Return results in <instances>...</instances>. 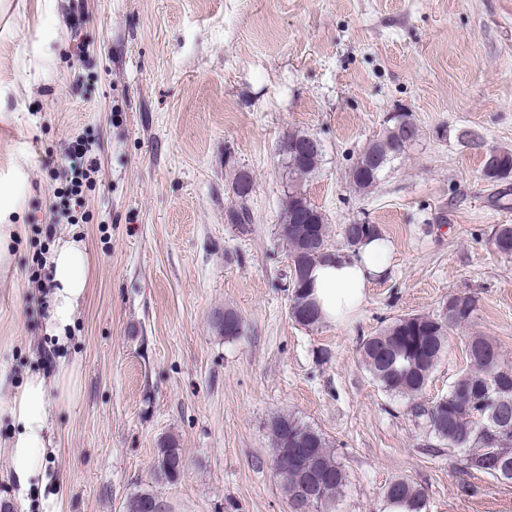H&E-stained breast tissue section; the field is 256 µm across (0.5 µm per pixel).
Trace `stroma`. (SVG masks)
<instances>
[{
	"label": "stroma",
	"instance_id": "35a3bbf8",
	"mask_svg": "<svg viewBox=\"0 0 512 512\" xmlns=\"http://www.w3.org/2000/svg\"><path fill=\"white\" fill-rule=\"evenodd\" d=\"M398 112L419 139L356 190L352 165ZM294 131L322 145L301 189L329 251L347 253L343 227L358 220L390 246L387 275L339 325L289 314L278 145ZM79 137L99 165L76 189L65 150ZM491 150L512 151V0H0V183H15L26 227L0 262L10 382L54 375L36 256L76 234L93 259L49 484L0 483V512H45L56 482L61 512H124L144 489L171 512H288L268 430L282 414L343 464L336 512H387L383 490L401 477L427 512H512V480L430 444L411 399L384 392L358 352L395 319L467 294L477 310L423 399L465 370L466 337H491L512 363V255L493 244L512 224V178L484 179ZM242 175L245 231L226 220ZM227 311L239 335L216 329ZM171 441L186 460L175 481L156 473Z\"/></svg>",
	"mask_w": 512,
	"mask_h": 512
}]
</instances>
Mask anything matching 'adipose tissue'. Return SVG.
Returning a JSON list of instances; mask_svg holds the SVG:
<instances>
[{"label":"adipose tissue","mask_w":512,"mask_h":512,"mask_svg":"<svg viewBox=\"0 0 512 512\" xmlns=\"http://www.w3.org/2000/svg\"><path fill=\"white\" fill-rule=\"evenodd\" d=\"M389 248L384 241L372 240L352 257L332 255L314 271V296L323 318L342 323L365 300L371 282L388 271ZM52 273L47 331L58 344H67L76 314L91 285V259L81 238L73 236L53 249L47 260ZM55 403L50 386L39 375L29 376L12 393L6 412L12 422V435L4 444L9 457L7 480L20 489H30L42 477L44 462L55 453L53 414Z\"/></svg>","instance_id":"1"}]
</instances>
